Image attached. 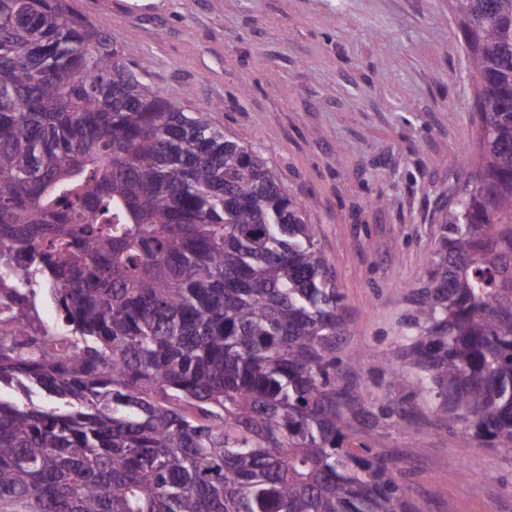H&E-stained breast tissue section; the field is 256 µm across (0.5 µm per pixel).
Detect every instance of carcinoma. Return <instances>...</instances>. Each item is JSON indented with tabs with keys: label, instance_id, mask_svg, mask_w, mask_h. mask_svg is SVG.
<instances>
[{
	"label": "carcinoma",
	"instance_id": "cac0c4a2",
	"mask_svg": "<svg viewBox=\"0 0 512 512\" xmlns=\"http://www.w3.org/2000/svg\"><path fill=\"white\" fill-rule=\"evenodd\" d=\"M475 176L442 210L389 383L512 451V0H455ZM69 0H0V243L77 343L0 337V512H413L352 422L348 326L307 207L131 69Z\"/></svg>",
	"mask_w": 512,
	"mask_h": 512
}]
</instances>
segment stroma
Segmentation results:
<instances>
[{"label": "stroma", "mask_w": 512, "mask_h": 512, "mask_svg": "<svg viewBox=\"0 0 512 512\" xmlns=\"http://www.w3.org/2000/svg\"><path fill=\"white\" fill-rule=\"evenodd\" d=\"M114 46L170 99L192 97L308 205L336 273L348 332L336 354L366 408L400 401L380 358L432 257L439 211L469 177L474 90L448 0H93ZM380 454L415 512H512V452L413 422L354 423L351 448Z\"/></svg>", "instance_id": "stroma-1"}]
</instances>
